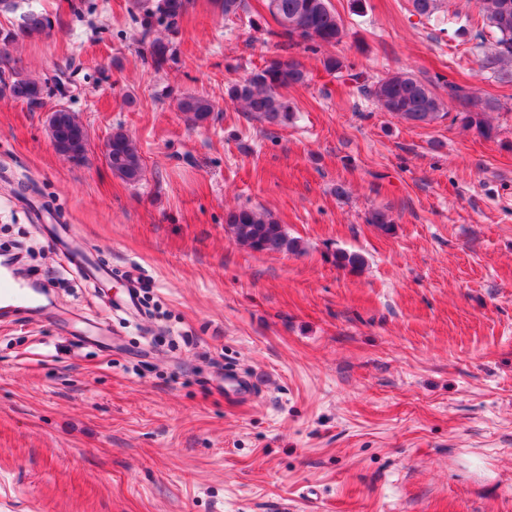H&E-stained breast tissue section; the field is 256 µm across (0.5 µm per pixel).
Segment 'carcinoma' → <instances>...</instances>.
Instances as JSON below:
<instances>
[{"label":"carcinoma","mask_w":512,"mask_h":512,"mask_svg":"<svg viewBox=\"0 0 512 512\" xmlns=\"http://www.w3.org/2000/svg\"><path fill=\"white\" fill-rule=\"evenodd\" d=\"M483 28L490 32L493 51L484 62L487 66L512 67V0H477ZM188 8V0H146L139 6L137 20L142 39L148 42L152 64L158 70L177 63V48L168 39L153 36L154 27L163 25L168 30L178 27ZM268 11L277 25L266 33L277 38V47L287 52L294 48L315 49L323 44H336L342 38V27L329 0H268ZM52 27L50 19L30 12L22 22L9 29H0V44H16L25 39L41 36ZM326 71L336 74L345 82L374 99L380 110L392 112L414 124H430L448 116V104L440 97L431 82H423L407 72H394L371 84L363 73L342 58L329 56L323 60ZM306 73L293 59L272 57L264 65L250 72L241 81L228 87L230 98L243 105V111L260 123L286 126L294 112L280 89L305 83ZM0 93L27 105L34 112L44 106L43 86L35 79L18 73L0 75ZM448 96L459 103L469 125L484 137L492 134L476 111L478 103L465 88L448 84ZM177 109L184 122L191 127H204L215 119L216 106L200 95L177 98ZM48 129L56 152L71 160L85 157L89 145L86 126L76 113L61 108L49 116ZM112 173L129 184L139 183L144 176V163L132 137L117 128L107 140ZM234 238L240 244L257 252L292 253L303 251L301 241L288 232L266 210L241 208L227 217Z\"/></svg>","instance_id":"1"}]
</instances>
